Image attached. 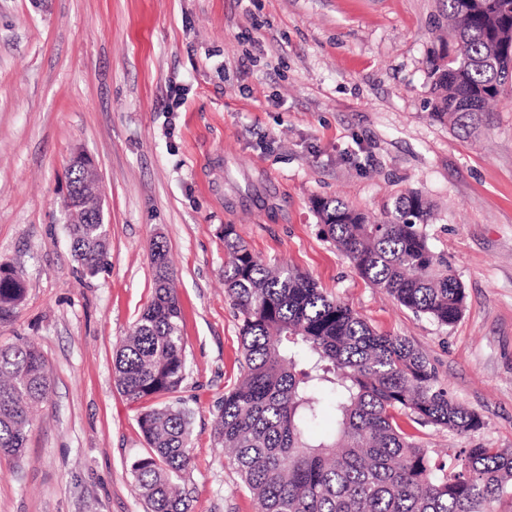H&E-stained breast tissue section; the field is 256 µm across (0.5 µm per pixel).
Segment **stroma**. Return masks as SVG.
<instances>
[{"label":"stroma","instance_id":"1","mask_svg":"<svg viewBox=\"0 0 512 512\" xmlns=\"http://www.w3.org/2000/svg\"><path fill=\"white\" fill-rule=\"evenodd\" d=\"M443 0H0V264L27 296L0 346L30 341L51 392L21 460L0 455V512H143L130 464L145 448L113 357L152 296L165 242L184 311L191 512H255L217 448L240 376L224 294V227L264 264L309 273L379 332L425 353L482 418L429 426V448L512 450V99L462 137L431 117L428 56ZM98 170L108 254L96 274L65 224L68 167ZM464 292L442 326L367 283L312 208L373 216L405 191Z\"/></svg>","mask_w":512,"mask_h":512}]
</instances>
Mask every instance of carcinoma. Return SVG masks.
Wrapping results in <instances>:
<instances>
[{"label":"carcinoma","mask_w":512,"mask_h":512,"mask_svg":"<svg viewBox=\"0 0 512 512\" xmlns=\"http://www.w3.org/2000/svg\"><path fill=\"white\" fill-rule=\"evenodd\" d=\"M446 27L429 56L431 115L469 135L489 103L512 93V0H445ZM321 233L371 285L449 326L464 291L420 226L432 215L417 191L398 195L377 221L339 199L317 198ZM74 257L94 274L107 256L104 224L69 225ZM224 288L241 321V377L224 393L214 437L257 512H498L512 496V451L477 444L462 454L427 448L421 428L479 430L478 414L442 387L427 356L402 336L377 332L294 268H271L224 225ZM150 304L114 358L131 401L170 397L186 378L183 311L157 242ZM26 297L22 269L0 268V323ZM46 361L32 343L0 346V452L20 456L46 401ZM330 398L336 425L311 429ZM146 451L131 463L145 512H189L175 479L192 465L188 411L143 407Z\"/></svg>","instance_id":"obj_1"}]
</instances>
